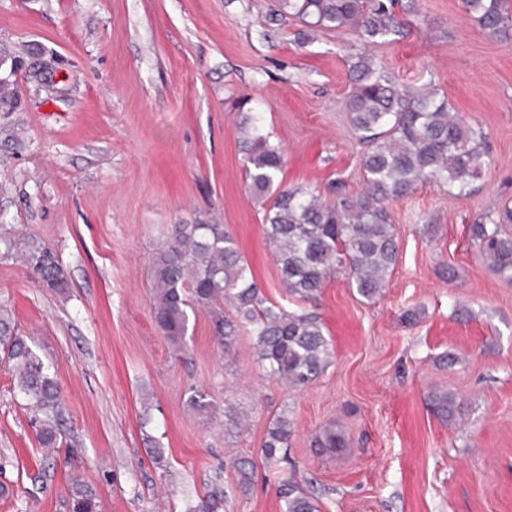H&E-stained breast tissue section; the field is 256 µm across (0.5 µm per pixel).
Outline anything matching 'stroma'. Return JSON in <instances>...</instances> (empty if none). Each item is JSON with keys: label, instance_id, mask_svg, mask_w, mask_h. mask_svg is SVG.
Wrapping results in <instances>:
<instances>
[{"label": "stroma", "instance_id": "35a3bbf8", "mask_svg": "<svg viewBox=\"0 0 512 512\" xmlns=\"http://www.w3.org/2000/svg\"><path fill=\"white\" fill-rule=\"evenodd\" d=\"M271 3L0 0V49L20 62V106L0 110V131L22 133L0 138V305L49 365L67 432L45 455L0 356V512H70L75 478L100 512H184V490L216 483L224 512H280L265 468L244 495L229 458L258 456L285 405L291 455L317 481L321 512H512V282L468 241L478 213L512 205V36H487L462 0H412L408 36L374 53L399 81H432L481 128L491 167L469 196L426 186L393 203L399 260L379 301L360 302L345 273L328 279L316 306L334 344L326 372L290 393L258 366L250 337L223 354L205 314L180 349L153 323L147 271L175 224L226 225L259 286L286 299L244 180L241 99L267 105L283 185L323 191L340 177L364 188L342 107L356 35L299 44L297 22L267 23ZM43 60L55 69L51 98L29 80ZM32 238L57 253L66 292L40 287L17 259ZM446 265L455 281L440 276ZM408 309L417 323L402 320ZM446 351L457 361L444 369ZM194 387L209 392L210 417L187 410ZM433 390L468 404L465 425L434 418ZM228 400L249 417L236 438L224 435ZM326 425L346 437L331 457L310 446Z\"/></svg>", "mask_w": 512, "mask_h": 512}]
</instances>
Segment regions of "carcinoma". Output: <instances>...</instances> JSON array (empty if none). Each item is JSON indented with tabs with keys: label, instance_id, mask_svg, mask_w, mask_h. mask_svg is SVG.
Wrapping results in <instances>:
<instances>
[{
	"label": "carcinoma",
	"instance_id": "cac0c4a2",
	"mask_svg": "<svg viewBox=\"0 0 512 512\" xmlns=\"http://www.w3.org/2000/svg\"><path fill=\"white\" fill-rule=\"evenodd\" d=\"M468 18L490 36L507 29L512 0H462ZM412 5L403 0H276L267 22L302 25V39L319 30H352L363 49L347 57L350 89L343 98L351 129L365 147L360 159L364 190L351 193L341 178L329 195L306 185L288 187L279 175L283 150L266 131L259 103L241 113L240 145L251 200L262 212V228L285 293L299 309L270 299L257 284L248 260L223 224H176L156 253L147 279L157 329L173 344L185 339L190 319L207 314L212 337L229 354L242 336L253 341L258 365L289 391L317 380L334 354L321 316L307 308L316 303L327 280L344 269L349 285L366 304L378 301L399 259L391 203L423 186H435L452 197L468 196L473 183L489 169L485 135L455 112L448 97L430 81L401 83L373 54V47L408 35L403 15ZM15 82L0 75V106L16 108ZM512 208L489 206L468 225L471 245L495 274L512 281ZM24 262L42 287L57 293L68 281L52 250L36 240L22 250ZM0 349L17 378L27 405L39 414L36 436L43 448L63 444L58 416L59 389L54 376L15 328L8 309L0 308ZM186 405L208 417L214 404L208 392L190 389ZM428 405L435 418L450 425L461 404L446 391H434ZM295 423L285 406L268 420L260 445L265 467L275 474L280 512H321L313 483L298 478L289 458ZM224 433L242 435L241 412L224 410ZM333 426L319 430L313 446L323 454L344 447ZM237 485L247 493L254 484L255 464L235 457ZM72 512H99L93 489L78 479L69 490ZM224 489L213 486L188 501L186 512H224Z\"/></svg>",
	"mask_w": 512,
	"mask_h": 512
}]
</instances>
